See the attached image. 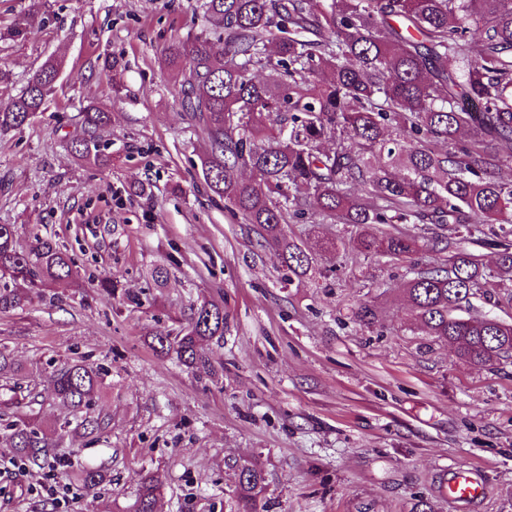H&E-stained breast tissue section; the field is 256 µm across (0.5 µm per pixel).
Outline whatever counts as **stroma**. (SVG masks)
<instances>
[{
    "label": "stroma",
    "instance_id": "35a3bbf8",
    "mask_svg": "<svg viewBox=\"0 0 512 512\" xmlns=\"http://www.w3.org/2000/svg\"><path fill=\"white\" fill-rule=\"evenodd\" d=\"M200 5L0 0V30L29 27L0 39V105L47 59L63 62L47 110L0 134V224L17 225L24 247L54 238L82 276L0 313V348L32 373L48 420L59 413L50 364L84 358L112 381L97 402L107 444L40 468L0 454V512H108L132 504L148 475L161 512H235L234 469L246 463L265 474L257 512H415L421 500L458 512L439 491L450 467L483 470L474 512H512V358L477 366L427 336L404 293L409 260L322 250L321 238H353L351 224H288L318 274L283 283L253 225L208 190L207 143L163 63L199 30ZM93 104L112 114L98 140L104 169L67 148ZM155 266L166 287L147 277ZM104 276L120 297L101 295ZM204 300L223 305L224 338L210 346L214 375L198 377L157 354L151 335ZM365 302L378 312L369 328L353 317ZM85 462L106 468L100 489L67 480Z\"/></svg>",
    "mask_w": 512,
    "mask_h": 512
}]
</instances>
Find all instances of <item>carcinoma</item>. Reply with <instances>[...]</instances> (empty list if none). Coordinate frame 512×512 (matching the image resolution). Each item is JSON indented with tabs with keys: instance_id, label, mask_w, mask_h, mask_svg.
<instances>
[{
	"instance_id": "1",
	"label": "carcinoma",
	"mask_w": 512,
	"mask_h": 512,
	"mask_svg": "<svg viewBox=\"0 0 512 512\" xmlns=\"http://www.w3.org/2000/svg\"><path fill=\"white\" fill-rule=\"evenodd\" d=\"M202 10L205 25L169 45L164 62L182 75L184 111L202 120L203 180L224 207L254 225L298 279L313 273V261L284 226L311 210L325 224L359 227L344 246L349 254L433 253L436 262H415L406 284L420 325L477 365L511 355L512 324L461 312L481 289L505 288L512 298V243L499 244L489 269L461 240L485 224H512V185L499 176L512 159V0H202ZM473 28L481 31L477 49ZM263 70L271 78L255 79ZM61 73L58 60H46L0 107V133L43 112ZM109 122L110 113L87 108L83 136L69 144L73 157L104 163L96 142ZM329 140L333 147L322 148ZM243 169L251 182L240 181ZM392 224L409 228L394 232ZM77 278L56 242L36 236L23 249L16 225L0 224V313ZM222 339L224 307L203 301L187 325L156 332L152 344L210 375L209 346ZM108 374L60 361L48 381L62 417L47 422L41 394L24 389L22 367L0 350L5 451L41 467L67 441L106 443L110 420L95 404ZM71 479L95 490L107 472L86 465ZM264 483L261 469L239 467L238 512H256ZM159 498L148 476L126 512H158Z\"/></svg>"
}]
</instances>
